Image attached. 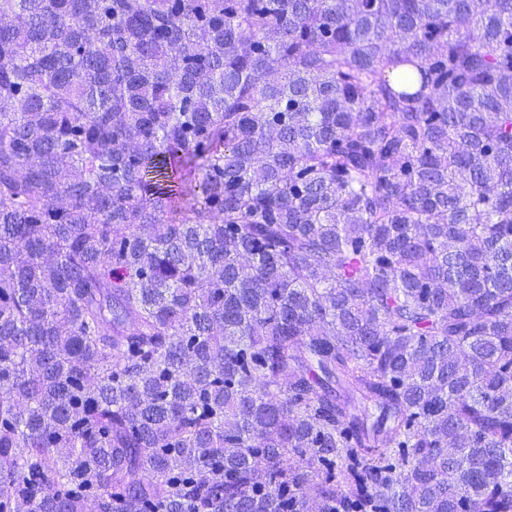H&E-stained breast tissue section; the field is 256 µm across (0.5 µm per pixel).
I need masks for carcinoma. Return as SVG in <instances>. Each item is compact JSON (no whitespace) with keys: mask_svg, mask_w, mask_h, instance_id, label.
Wrapping results in <instances>:
<instances>
[{"mask_svg":"<svg viewBox=\"0 0 512 512\" xmlns=\"http://www.w3.org/2000/svg\"><path fill=\"white\" fill-rule=\"evenodd\" d=\"M240 508L512 512V0H0V512Z\"/></svg>","mask_w":512,"mask_h":512,"instance_id":"obj_1","label":"carcinoma"}]
</instances>
